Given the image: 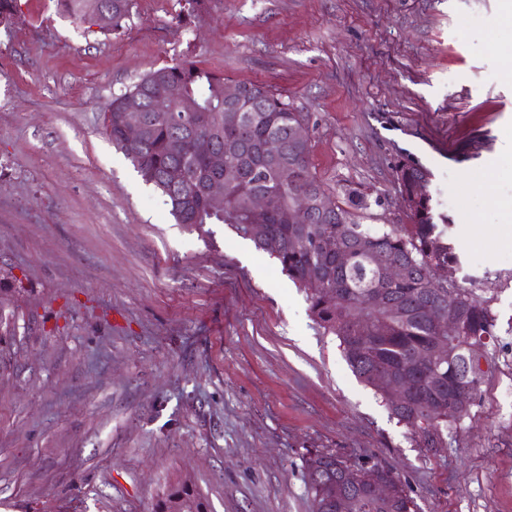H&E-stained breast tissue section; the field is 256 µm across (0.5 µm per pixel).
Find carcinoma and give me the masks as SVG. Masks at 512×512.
Masks as SVG:
<instances>
[{"instance_id":"carcinoma-1","label":"carcinoma","mask_w":512,"mask_h":512,"mask_svg":"<svg viewBox=\"0 0 512 512\" xmlns=\"http://www.w3.org/2000/svg\"><path fill=\"white\" fill-rule=\"evenodd\" d=\"M111 20L100 27L110 34L123 27L132 14L133 0H108ZM84 0H58L60 10L75 20L86 19ZM177 85L194 97L200 111L182 114L175 101L164 97L161 88ZM224 76L185 61L149 71L125 92L115 95L103 111V127L132 162L145 183L160 194L163 204L178 224H229L236 233L277 260L281 269L310 301L317 323L336 336L339 347L354 374L375 393L376 379L395 376L409 369V360L430 350L439 330L425 316L429 305L451 306L459 321L458 330L448 337L452 359H439L419 373L424 390L436 379L452 383L461 380L469 403H474L479 384V361L495 336L496 319L473 288L457 280L445 285L435 281L431 268L457 264L455 246L445 229L434 222L431 198L424 192L426 172L413 165L399 169L400 199L408 202L409 224L369 227L358 224L351 213L336 204L330 210L314 207L305 224L283 219L285 209L299 195H326L312 173L310 143L293 137L294 127L306 116L282 94L262 84L238 83L242 94L253 102V111L242 113L239 133L224 124ZM137 96L143 106L146 133L135 149L126 144L122 122V100ZM276 138L282 154L266 158L261 146ZM226 150L229 169L217 173L209 168L199 145ZM224 177V210L209 209L205 185L213 177ZM268 205L256 210L255 196ZM401 263L406 268L398 282L386 280L373 259ZM377 293L387 297L388 306L370 304ZM424 398L413 400L394 413L426 447L447 443L444 432L468 409L452 408L427 421ZM349 462L330 452H317L305 459L306 484L314 512L323 504L336 483L349 479ZM375 477L395 485L392 512H415L416 504L406 485L393 472L373 465ZM156 512H205L204 503L192 488L183 484L171 489L157 504Z\"/></svg>"}]
</instances>
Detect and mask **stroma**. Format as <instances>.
Masks as SVG:
<instances>
[{"mask_svg":"<svg viewBox=\"0 0 512 512\" xmlns=\"http://www.w3.org/2000/svg\"><path fill=\"white\" fill-rule=\"evenodd\" d=\"M186 60L305 112L326 192L384 198L359 223H409L396 170H427L453 274L496 317L450 446L359 381L275 259L176 223L104 134L112 96ZM511 221L503 0H134L108 36L19 0L0 25V268L20 286L0 306V512H153L183 483L207 512H313L316 451L390 468L418 512H512Z\"/></svg>","mask_w":512,"mask_h":512,"instance_id":"35a3bbf8","label":"stroma"}]
</instances>
